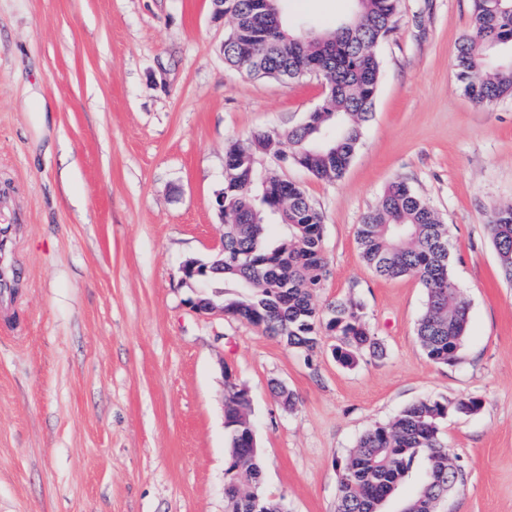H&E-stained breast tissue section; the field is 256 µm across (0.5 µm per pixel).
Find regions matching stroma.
Masks as SVG:
<instances>
[{"label":"stroma","mask_w":512,"mask_h":512,"mask_svg":"<svg viewBox=\"0 0 512 512\" xmlns=\"http://www.w3.org/2000/svg\"><path fill=\"white\" fill-rule=\"evenodd\" d=\"M352 0H281L320 31ZM472 0H401L377 53L373 117L344 175L267 155L324 215L331 275L318 305L354 297L386 355L342 367L228 316L195 313L179 267L220 248L224 151L300 124L324 82L227 64L232 22L211 0H0V225L16 241L0 311V512H224V371L251 399L263 488L287 512H336L358 438L427 398L449 412L466 475L439 512H512V284L488 224L512 202V99L472 103L452 65ZM396 180L448 226L469 302L454 363L417 336L426 292L362 260L358 224ZM290 389L283 408L271 382Z\"/></svg>","instance_id":"obj_1"}]
</instances>
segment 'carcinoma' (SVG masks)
<instances>
[{
	"label": "carcinoma",
	"mask_w": 512,
	"mask_h": 512,
	"mask_svg": "<svg viewBox=\"0 0 512 512\" xmlns=\"http://www.w3.org/2000/svg\"><path fill=\"white\" fill-rule=\"evenodd\" d=\"M264 0H224L235 35L224 41V59L237 65L256 57L254 75L280 79L322 77L332 83L320 111L287 130H262L224 153V273L207 274L206 297L224 301V313L286 341L306 356L320 330L335 336L332 355L346 368L363 353L384 355L381 340L351 297L321 309L314 295L328 280L324 221L300 186L263 164L274 146L288 161L318 179L343 176L361 141L378 87V45L399 21L400 0H354L353 18L320 34L288 31V39L265 42L269 16ZM453 65L465 95L488 106L512 98V0H473L471 32L456 44ZM489 230L502 277L512 283V204L495 208ZM363 261L380 277H417L426 289L416 335L429 360L457 359L469 304L451 270L448 226L407 183L389 185L357 228ZM448 403L425 399L395 419L360 436L341 465L336 512H384L409 481L413 494L402 512H437L448 489L464 482L442 430ZM224 426L230 464L225 512H286L262 490L250 401L231 374L224 381Z\"/></svg>",
	"instance_id": "obj_1"
}]
</instances>
